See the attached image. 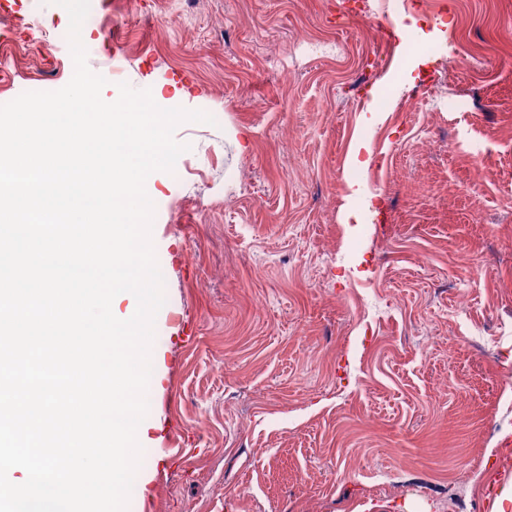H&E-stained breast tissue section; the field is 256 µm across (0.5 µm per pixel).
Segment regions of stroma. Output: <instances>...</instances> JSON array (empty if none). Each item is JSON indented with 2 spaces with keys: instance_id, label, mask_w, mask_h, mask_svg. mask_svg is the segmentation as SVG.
<instances>
[{
  "instance_id": "1",
  "label": "stroma",
  "mask_w": 512,
  "mask_h": 512,
  "mask_svg": "<svg viewBox=\"0 0 512 512\" xmlns=\"http://www.w3.org/2000/svg\"><path fill=\"white\" fill-rule=\"evenodd\" d=\"M374 3L92 0L104 94L180 81L213 118L146 186L165 303L128 512H454L512 469V0L408 6L392 41ZM68 27L0 0L27 48L0 104L70 81Z\"/></svg>"
}]
</instances>
